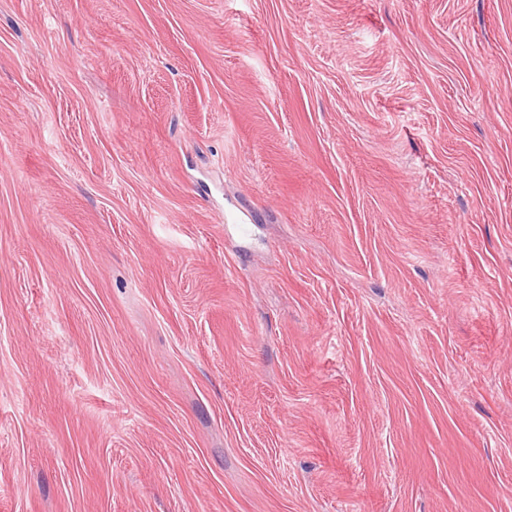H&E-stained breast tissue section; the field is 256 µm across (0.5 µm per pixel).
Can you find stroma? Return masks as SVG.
<instances>
[{"label": "stroma", "mask_w": 512, "mask_h": 512, "mask_svg": "<svg viewBox=\"0 0 512 512\" xmlns=\"http://www.w3.org/2000/svg\"><path fill=\"white\" fill-rule=\"evenodd\" d=\"M0 512H512V0H0Z\"/></svg>", "instance_id": "1"}]
</instances>
